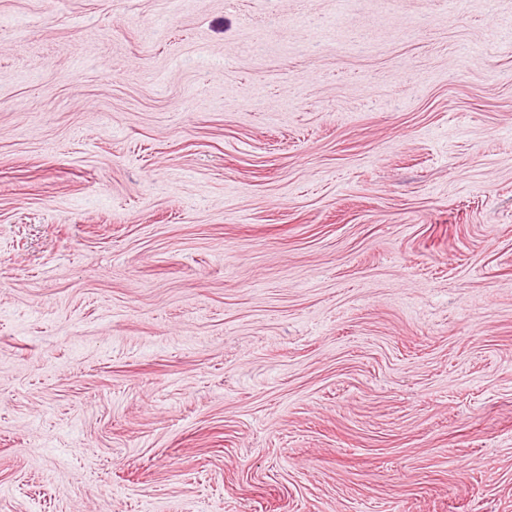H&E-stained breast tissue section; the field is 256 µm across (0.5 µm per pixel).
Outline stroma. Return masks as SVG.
Returning <instances> with one entry per match:
<instances>
[{"mask_svg":"<svg viewBox=\"0 0 512 512\" xmlns=\"http://www.w3.org/2000/svg\"><path fill=\"white\" fill-rule=\"evenodd\" d=\"M0 0V512H512V0Z\"/></svg>","mask_w":512,"mask_h":512,"instance_id":"35a3bbf8","label":"stroma"}]
</instances>
